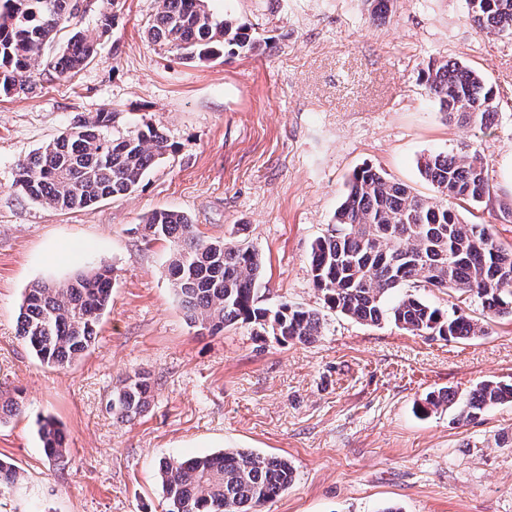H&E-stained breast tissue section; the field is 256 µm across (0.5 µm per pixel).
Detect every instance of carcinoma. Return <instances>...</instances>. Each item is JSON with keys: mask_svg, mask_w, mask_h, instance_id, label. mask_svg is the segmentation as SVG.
<instances>
[{"mask_svg": "<svg viewBox=\"0 0 512 512\" xmlns=\"http://www.w3.org/2000/svg\"><path fill=\"white\" fill-rule=\"evenodd\" d=\"M79 0H0V96L28 94L31 68L44 65L71 77L96 54L80 30L56 44L58 33L79 13ZM466 15L487 34H512V0H465ZM150 39L193 63L224 55L227 48L252 51L248 29L216 17L205 0H156ZM429 96L448 118L481 132L497 109L479 72L458 62L432 60L422 72ZM112 113L76 120L57 138L17 165L15 186L28 199L66 212L127 195L164 155L173 151L167 135L145 126L111 137ZM421 176L440 199L414 194L381 170L354 171L336 228L317 238L311 250L312 282L325 304L358 322L390 320L413 334L470 339L484 327L464 315L449 316L415 294H402L390 308L386 295L409 284L476 296L483 311L512 316V248L498 243L489 224H469L455 209L479 205L495 195L485 175L481 150L431 153L418 162ZM145 244L164 241L172 248L168 280L190 325L210 336L237 324H253L279 343H312L322 335L318 313L282 303L271 310L259 302L263 259L247 238L207 240L182 211L157 209L144 219ZM112 294V270L80 274L54 286L36 284L25 293L18 336L44 364L65 366L94 344L97 326ZM150 384L134 373L112 392V415L130 421L143 412ZM455 395L430 393L422 411L454 403ZM512 402V384L483 381L463 402L466 420L484 409ZM44 451L62 462L67 448L58 424L38 422ZM158 476L166 512H261L288 490L294 471L287 459L248 450L169 458ZM18 471L0 462V491L17 483Z\"/></svg>", "mask_w": 512, "mask_h": 512, "instance_id": "carcinoma-1", "label": "carcinoma"}]
</instances>
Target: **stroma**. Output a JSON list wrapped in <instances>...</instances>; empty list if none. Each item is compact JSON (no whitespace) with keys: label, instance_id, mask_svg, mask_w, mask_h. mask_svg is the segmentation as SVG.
<instances>
[{"label":"stroma","instance_id":"35a3bbf8","mask_svg":"<svg viewBox=\"0 0 512 512\" xmlns=\"http://www.w3.org/2000/svg\"><path fill=\"white\" fill-rule=\"evenodd\" d=\"M78 28L97 44L74 77L35 68L31 93L0 96V459L23 481L0 512H164L158 463L229 448L288 459L293 484L263 512H512V403L461 418L423 413L440 389L462 399L485 380L512 383V318H483L479 299L415 293L445 313L483 318L470 340L361 324L329 309L310 272L313 242L335 225L354 170L370 165L431 197L418 159L478 142L495 191L512 195V35L480 32L464 0H207L247 27L258 51L189 63L153 43L156 0H84ZM115 21L102 29L101 14ZM480 71L498 102L485 134L448 121L428 96L429 59ZM115 113L120 136L145 124L174 150L132 193L58 212L22 195L20 160L75 116ZM187 213L210 240L244 227L264 262L262 303L316 311L315 342L280 344L237 325L216 336L191 327L166 273L167 243L144 245L152 211ZM74 240L72 252L61 242ZM112 268V301L89 352L43 364L17 334L35 283ZM151 377L132 421L106 403L128 374ZM59 421L68 462L48 459L39 418Z\"/></svg>","mask_w":512,"mask_h":512}]
</instances>
